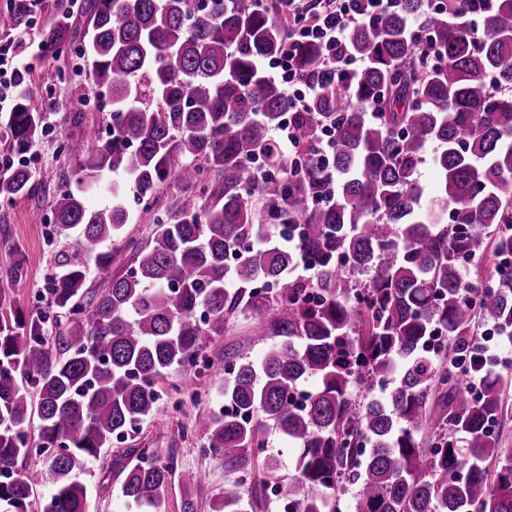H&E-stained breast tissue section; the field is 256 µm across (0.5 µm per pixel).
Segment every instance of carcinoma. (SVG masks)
<instances>
[{"instance_id": "cac0c4a2", "label": "carcinoma", "mask_w": 512, "mask_h": 512, "mask_svg": "<svg viewBox=\"0 0 512 512\" xmlns=\"http://www.w3.org/2000/svg\"><path fill=\"white\" fill-rule=\"evenodd\" d=\"M401 0L356 24L350 52L362 68L333 75L320 45H303L299 74L321 85L288 112V91L261 62L288 29L269 0H83L84 65L108 93L106 136L91 125L68 143L71 179L51 201L53 223L75 238L58 255L49 292L59 357L44 348L49 316L19 320L0 308V474L19 459L47 465L54 490L40 512H89V460L157 406V385L192 368L204 336L224 335L243 312L253 338L278 336L257 361L230 366L224 399L244 416L196 421L205 448L236 469L263 449L262 420L299 449L295 475L275 482L281 512H337L340 484L356 485L354 512H512V449L488 424L508 414L512 384L478 348V324L512 340V0ZM31 0H11L0 33L30 25ZM419 22L433 52L416 53ZM64 51L76 42L61 19L41 31ZM49 103L28 86L0 123L18 155L45 133ZM377 111H371V108ZM290 116L303 165L283 159L271 134ZM329 132L328 151L320 149ZM437 172L427 198L420 168ZM113 173L111 204L87 193ZM47 176L21 159L0 172V195L33 193ZM172 181L180 198L154 219L150 240L128 235L129 202L157 203ZM336 201L319 203L328 184ZM295 225V249L260 244L270 227ZM493 239L492 285L464 270ZM129 270L97 291L90 265L107 269L117 243ZM313 276L291 280L299 259ZM365 275L359 282L352 277ZM263 281L269 295L247 288ZM438 333L435 354L422 341ZM310 378L318 387L303 394ZM38 389V448L24 382ZM379 389L357 401L353 391ZM120 495L158 512L178 470L173 454L142 448L117 463ZM31 486L0 482V512H28ZM214 512H255L241 491Z\"/></svg>"}]
</instances>
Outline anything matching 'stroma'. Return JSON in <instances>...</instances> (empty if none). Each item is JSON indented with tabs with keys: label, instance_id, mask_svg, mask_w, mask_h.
Masks as SVG:
<instances>
[{
	"label": "stroma",
	"instance_id": "35a3bbf8",
	"mask_svg": "<svg viewBox=\"0 0 512 512\" xmlns=\"http://www.w3.org/2000/svg\"><path fill=\"white\" fill-rule=\"evenodd\" d=\"M76 63L72 55L60 59L47 56L36 61L29 74L28 85L54 102L45 115L46 132L33 149V168L66 172L70 159L65 142L80 139L85 125L103 122L109 110L105 96L90 95L83 122H74L67 101L89 85V75H74L67 83L60 82L58 75L63 69L72 71ZM53 192L49 185L30 198L0 199V301L9 303L12 312L25 319L57 313L51 303L48 279L66 240L52 222ZM268 348V343L253 341L249 323L240 314L231 317L223 335L204 337L196 368L186 371L175 367L160 380L162 398L155 415L88 462L90 512H139L134 503L119 496L120 479L112 468L113 462L132 448L171 449L182 468L207 474L202 483L187 491L179 482L169 484L162 512H182L181 501L187 493L195 499L196 512H213L225 491L236 489L239 474L224 469L204 452V441L195 433L194 423L200 415L218 410L223 404L228 362L258 359ZM261 439L263 452L248 459L253 484L262 486L272 479L293 475L296 452L272 423L263 425Z\"/></svg>",
	"mask_w": 512,
	"mask_h": 512
}]
</instances>
